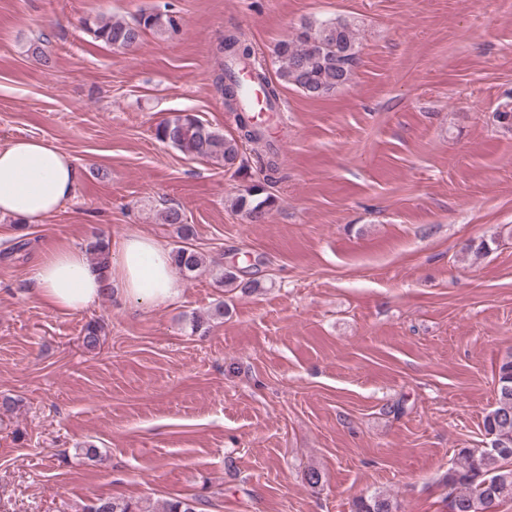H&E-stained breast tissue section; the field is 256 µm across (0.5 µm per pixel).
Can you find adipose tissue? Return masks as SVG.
Wrapping results in <instances>:
<instances>
[{"label": "adipose tissue", "instance_id": "obj_1", "mask_svg": "<svg viewBox=\"0 0 512 512\" xmlns=\"http://www.w3.org/2000/svg\"><path fill=\"white\" fill-rule=\"evenodd\" d=\"M76 179L72 158L44 139L0 146V216L42 223L70 198ZM34 280L39 298L63 313L86 310L109 292L148 308L167 304L180 293L169 249L139 231L114 244L103 269L80 248L60 246L41 262Z\"/></svg>", "mask_w": 512, "mask_h": 512}]
</instances>
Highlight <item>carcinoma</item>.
Wrapping results in <instances>:
<instances>
[{
  "label": "carcinoma",
  "instance_id": "carcinoma-1",
  "mask_svg": "<svg viewBox=\"0 0 512 512\" xmlns=\"http://www.w3.org/2000/svg\"><path fill=\"white\" fill-rule=\"evenodd\" d=\"M179 30V20L165 10L142 11L130 20L112 16L92 22L95 40L116 49L129 48L146 33L163 37ZM360 46L353 25L346 19L305 21L291 37L277 43L274 54L278 62L277 77L310 97H321L352 81L359 62ZM216 69L213 86L224 96V104L235 113L238 135L227 137L205 125L190 113H177L161 122L155 129L158 141L170 145L186 156L211 161L227 169L243 170L242 149L252 146L261 162L263 178L252 180L234 201V206L252 223L265 219L276 205V197L267 187L278 171L276 152L271 145L268 128L258 124L254 115L241 104L235 67H251V73L261 82L265 96L278 100L276 85L258 68L250 45L238 31H229L219 40L215 49ZM162 223L176 226L180 244L172 257L176 268L187 278L202 269L205 257L192 243L193 230L186 224L178 207H168L160 214ZM217 283L226 288L254 290L256 280L244 281L234 273H219ZM83 345L95 349L100 345L101 327L89 323L84 328ZM483 428L495 441L512 447V354L505 357L498 368L497 399L495 408L484 418ZM451 497L452 512H493L502 501L512 500V456L487 449L462 448L448 473L443 477ZM209 505L202 496L170 501L162 512H201ZM391 502L379 494L360 496L353 501L351 512H392ZM86 512H156L149 502H130L98 498Z\"/></svg>",
  "mask_w": 512,
  "mask_h": 512
}]
</instances>
